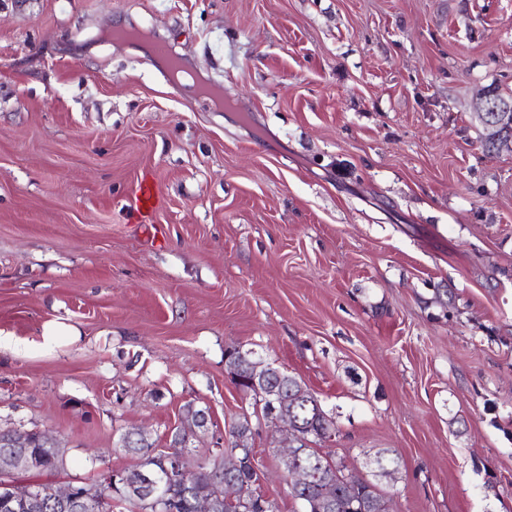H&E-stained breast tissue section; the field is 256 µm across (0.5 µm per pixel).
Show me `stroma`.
<instances>
[{
  "instance_id": "1",
  "label": "stroma",
  "mask_w": 512,
  "mask_h": 512,
  "mask_svg": "<svg viewBox=\"0 0 512 512\" xmlns=\"http://www.w3.org/2000/svg\"><path fill=\"white\" fill-rule=\"evenodd\" d=\"M149 28L231 102L174 88ZM512 0H0V427L106 490L188 406L257 418L240 346L319 399L392 512H512ZM152 175L164 206L128 199ZM69 334L46 335L51 324ZM250 446L298 512L272 433ZM491 94L492 98L497 100L502 106L509 107L512 113V91L510 94L504 95L500 92L499 87L489 88L487 91ZM482 107L486 113H482L484 121L489 129H496L503 124H512V114L510 112H501L498 103L493 101L490 96L483 95ZM502 126L497 130L485 134L483 139L484 146L487 149H499L502 144L507 143L512 139V125ZM35 432L37 435V439L42 442H47L48 444L59 447L58 442L55 438L50 436L47 432L42 431H31ZM35 436V437H36ZM38 446L34 448H38L37 451H35V455L38 457V464L35 466L34 470L29 472H37V473H44V472H51L53 470L59 469L62 463L57 458V451L56 449L61 450L60 448H53L52 446L46 445L45 443L39 442L37 444Z\"/></svg>"
}]
</instances>
